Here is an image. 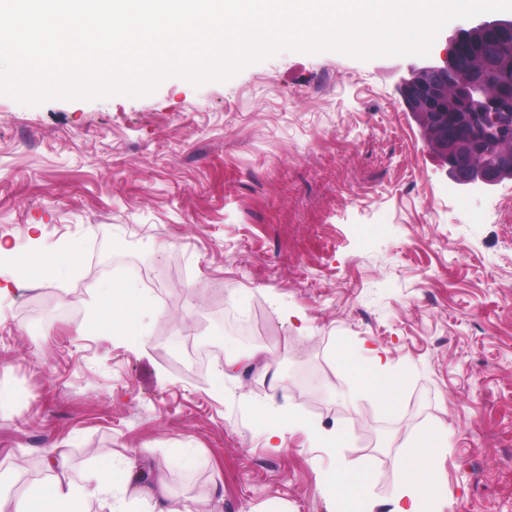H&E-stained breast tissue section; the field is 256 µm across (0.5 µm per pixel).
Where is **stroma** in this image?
Listing matches in <instances>:
<instances>
[{
    "mask_svg": "<svg viewBox=\"0 0 512 512\" xmlns=\"http://www.w3.org/2000/svg\"><path fill=\"white\" fill-rule=\"evenodd\" d=\"M411 62L282 50L138 97L0 94V474L146 448L179 508L357 512L330 491L345 467L391 512L401 443L436 430L437 512H512V180L453 189L401 98ZM129 258L163 300L116 324L98 290ZM175 321L223 358L175 368ZM377 354L388 395L343 361ZM263 407L297 420L280 447Z\"/></svg>",
    "mask_w": 512,
    "mask_h": 512,
    "instance_id": "35a3bbf8",
    "label": "stroma"
}]
</instances>
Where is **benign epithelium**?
<instances>
[{
    "label": "benign epithelium",
    "mask_w": 512,
    "mask_h": 512,
    "mask_svg": "<svg viewBox=\"0 0 512 512\" xmlns=\"http://www.w3.org/2000/svg\"><path fill=\"white\" fill-rule=\"evenodd\" d=\"M510 39L512 15L476 19L401 82L425 143L464 193H488L512 176V67L491 55Z\"/></svg>",
    "instance_id": "benign-epithelium-1"
}]
</instances>
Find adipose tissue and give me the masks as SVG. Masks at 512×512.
I'll return each mask as SVG.
<instances>
[{
	"label": "adipose tissue",
	"instance_id": "obj_1",
	"mask_svg": "<svg viewBox=\"0 0 512 512\" xmlns=\"http://www.w3.org/2000/svg\"><path fill=\"white\" fill-rule=\"evenodd\" d=\"M440 445L439 437L428 435L403 460V482L394 494L392 512H427L440 490L439 480L428 477L435 468V450ZM49 469L48 481L0 489V512H86L88 499L97 496L110 499V512H136L142 500L149 501L150 512H175L148 449H141L119 465H100L80 480L71 476L66 456L53 459Z\"/></svg>",
	"mask_w": 512,
	"mask_h": 512
}]
</instances>
